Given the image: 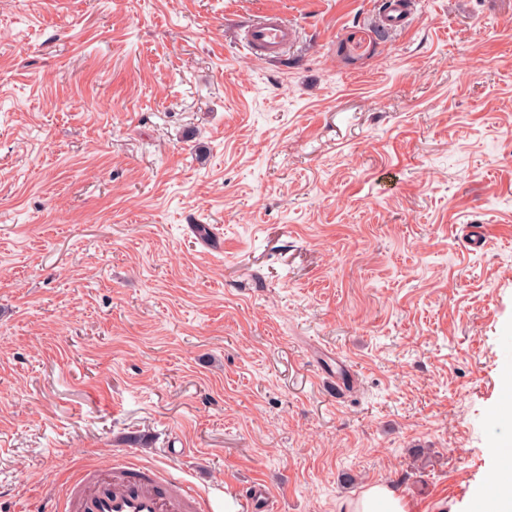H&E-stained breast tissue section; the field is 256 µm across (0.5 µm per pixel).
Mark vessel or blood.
I'll list each match as a JSON object with an SVG mask.
<instances>
[{
    "label": "vessel or blood",
    "instance_id": "obj_1",
    "mask_svg": "<svg viewBox=\"0 0 512 512\" xmlns=\"http://www.w3.org/2000/svg\"><path fill=\"white\" fill-rule=\"evenodd\" d=\"M408 0H386L376 24L404 26ZM296 29L267 11L250 22L243 43L253 54L281 59L295 40ZM53 512H210V503L193 485L172 471L141 468L116 460L74 473L53 498Z\"/></svg>",
    "mask_w": 512,
    "mask_h": 512
}]
</instances>
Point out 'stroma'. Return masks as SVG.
<instances>
[{
  "label": "stroma",
  "instance_id": "stroma-1",
  "mask_svg": "<svg viewBox=\"0 0 512 512\" xmlns=\"http://www.w3.org/2000/svg\"><path fill=\"white\" fill-rule=\"evenodd\" d=\"M371 2L0 0V512L114 460L212 512L258 481L271 512L492 497L512 0H411L390 33ZM272 5L278 62L241 45ZM339 512H408V505L393 487L375 483L358 497L344 501Z\"/></svg>",
  "mask_w": 512,
  "mask_h": 512
}]
</instances>
